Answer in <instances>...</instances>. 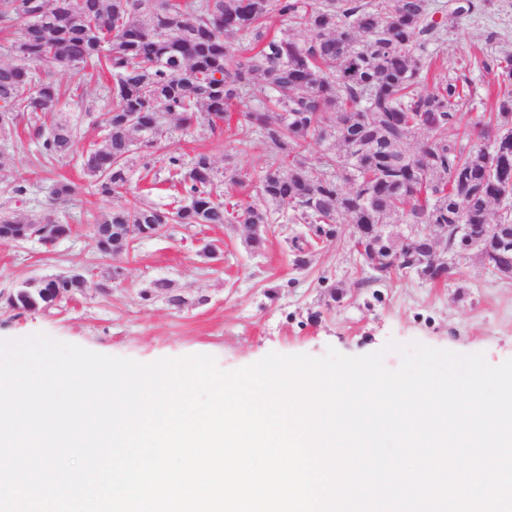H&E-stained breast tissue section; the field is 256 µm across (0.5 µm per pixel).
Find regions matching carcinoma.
I'll use <instances>...</instances> for the list:
<instances>
[{
    "label": "carcinoma",
    "instance_id": "carcinoma-1",
    "mask_svg": "<svg viewBox=\"0 0 512 512\" xmlns=\"http://www.w3.org/2000/svg\"><path fill=\"white\" fill-rule=\"evenodd\" d=\"M458 17L475 13L477 0H449L441 9ZM434 0H0V24L17 27L14 60L0 64V113L28 114V129L45 159L73 152L78 125L47 129L39 114L53 112L60 89L34 63L70 71L83 98L82 71L105 69L112 77V116L103 144L81 156L95 190L124 202L103 218L105 254L124 250L129 225L310 224L292 239L293 263H308L313 235L339 238L341 226L365 251L398 255L395 272L424 281L451 280L456 269L430 260L411 264L412 249L395 246L397 224H446L442 247L469 249L454 229L466 224L478 237L492 224L491 205L512 182V128L484 141L457 144L447 132L462 123L463 86L440 77L423 93L432 69V46L444 41ZM287 28L270 35L267 22ZM252 44L247 57L226 38ZM500 70L497 112L512 115V55L481 61ZM249 101L244 142H258L271 157L259 186L264 206L222 200L221 186L241 185L235 167L219 170L211 157L187 160L162 151L159 113L170 126L223 117L235 101ZM424 126L429 138L411 143ZM323 145L318 162L304 159L311 142ZM143 169L158 163L177 188V205L163 208L135 195L133 155ZM76 194L53 184L54 201ZM288 205L285 213L281 206ZM28 220L0 207V240L25 235ZM84 280L58 275L19 288L9 304L33 310L45 302L35 288H53L58 300Z\"/></svg>",
    "mask_w": 512,
    "mask_h": 512
}]
</instances>
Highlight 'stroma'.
Segmentation results:
<instances>
[{
	"instance_id": "stroma-1",
	"label": "stroma",
	"mask_w": 512,
	"mask_h": 512,
	"mask_svg": "<svg viewBox=\"0 0 512 512\" xmlns=\"http://www.w3.org/2000/svg\"><path fill=\"white\" fill-rule=\"evenodd\" d=\"M446 40L433 56L440 74L466 82L460 110L476 125L498 91L497 70L482 60L512 53V0H486L484 8L462 19L441 14ZM61 90L62 111L44 115L45 124L79 119L81 139L74 155L47 160L30 137L26 118L0 128V202L25 218L45 213L47 189L58 180L78 186L74 206L59 209L71 225L69 237L51 246L36 241L0 242V339L43 333L103 355L149 363L160 358L210 354L225 371L251 365L268 353L316 358L335 349L346 356L366 355L391 340L421 342L457 353H484L496 366L512 358V280L488 272L468 251L456 259L457 275L430 284L397 276L371 283L349 248L351 226L340 242L314 246L307 267L293 263L295 224L276 225L260 252L246 244L239 224L173 225L162 237L136 242L127 252L99 251L93 226L113 199L89 188L80 155L102 143V119L112 110L109 74H94L91 96H71L69 73L53 71ZM249 102L235 104L221 138L204 126L164 133L165 151L211 156L217 168L246 173L244 186H223L227 206L261 204L258 187L270 162L263 147L242 144L237 128ZM23 195H12L16 184ZM216 257L203 253L207 244ZM120 267V281L108 280ZM74 271L83 287L59 306L26 311L9 306L8 296L25 283ZM158 280L168 289H155Z\"/></svg>"
}]
</instances>
